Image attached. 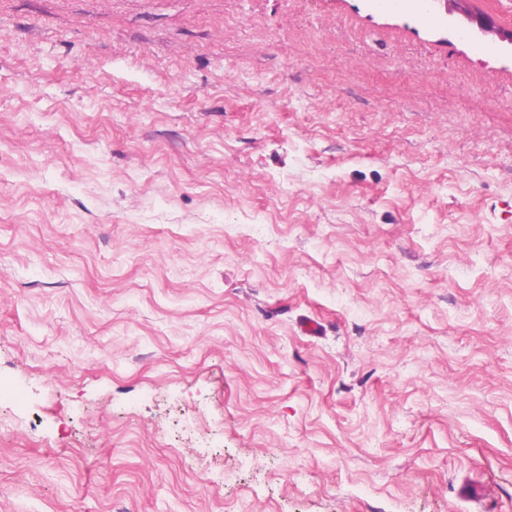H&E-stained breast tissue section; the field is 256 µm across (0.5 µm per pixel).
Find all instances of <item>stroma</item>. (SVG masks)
Returning <instances> with one entry per match:
<instances>
[{
    "instance_id": "1",
    "label": "stroma",
    "mask_w": 512,
    "mask_h": 512,
    "mask_svg": "<svg viewBox=\"0 0 512 512\" xmlns=\"http://www.w3.org/2000/svg\"><path fill=\"white\" fill-rule=\"evenodd\" d=\"M0 381V512H512V43L0 0Z\"/></svg>"
}]
</instances>
